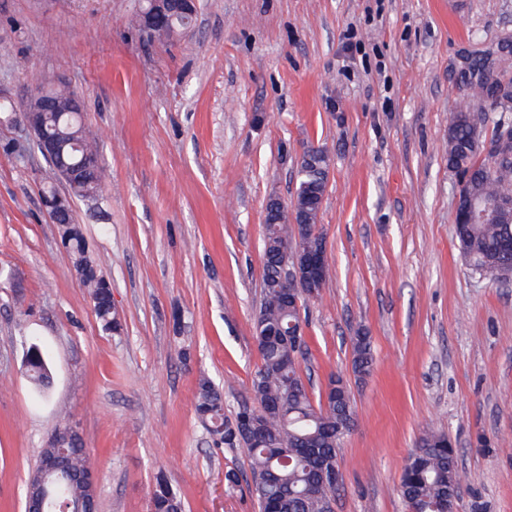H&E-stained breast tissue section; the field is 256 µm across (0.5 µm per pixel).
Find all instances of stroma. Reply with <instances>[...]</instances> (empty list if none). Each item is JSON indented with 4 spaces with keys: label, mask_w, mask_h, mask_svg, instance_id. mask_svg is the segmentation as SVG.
Listing matches in <instances>:
<instances>
[{
    "label": "stroma",
    "mask_w": 512,
    "mask_h": 512,
    "mask_svg": "<svg viewBox=\"0 0 512 512\" xmlns=\"http://www.w3.org/2000/svg\"><path fill=\"white\" fill-rule=\"evenodd\" d=\"M138 0H0V98L22 109L66 80L109 184L75 220L123 329L98 322L41 203L52 175L0 121V512L67 413L94 461L97 512H149L157 472L185 512H259L243 448L215 446L201 376L224 416L261 364L265 205L289 203L309 147L332 164L319 228L330 279L309 302L311 395L348 381L357 420L336 512H405L418 438L442 431L466 474L458 512H512V281L473 273L453 237L461 188L448 118L472 99L465 60L498 55L512 0H199L194 29L148 39ZM365 329L369 376L351 369ZM49 349L53 383L24 375ZM25 367L30 382L40 391L45 392L51 385V371L47 352L37 344H32L26 351Z\"/></svg>",
    "instance_id": "1"
}]
</instances>
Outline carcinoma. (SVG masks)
I'll list each match as a JSON object with an SVG mask.
<instances>
[{
    "instance_id": "obj_1",
    "label": "carcinoma",
    "mask_w": 512,
    "mask_h": 512,
    "mask_svg": "<svg viewBox=\"0 0 512 512\" xmlns=\"http://www.w3.org/2000/svg\"><path fill=\"white\" fill-rule=\"evenodd\" d=\"M183 17L173 14L149 33V37L168 42L182 35ZM471 97L481 103L486 84L491 79L512 81V51L486 64L478 57L468 67ZM51 97L59 110L46 112V130L58 138L63 158L69 164H90L86 181L79 185L72 200H88L101 193L107 179L106 168L99 160L95 137L86 133L83 116L67 111L74 90L67 84L38 88ZM474 111L453 113L448 121V168L461 178L457 210L466 212L473 203L491 205L498 200H512V142L502 145L497 158L484 156L483 142L477 137ZM331 158L321 148H309L298 162V180L291 207L271 197L265 210L262 240L263 301L255 319L254 340L262 363L255 371L252 404L243 406L234 421L224 419V394L206 377L199 379L195 392V409L207 426L215 445L241 446L250 460L251 490L260 512H335L336 491L340 484L329 482L319 496L308 493L319 481V472L336 471L345 436L356 421L352 392L346 380H329L341 393L336 404H314L301 375V360L288 355V344L281 332L303 323L302 310L313 299H320L329 273L314 283L293 285L299 305L285 298L280 282L284 267L308 245L326 251L324 236L312 235L318 228L319 213L326 195ZM454 236L473 272L493 282L504 266L512 268V221L496 222L490 218L454 224ZM74 270L87 289L97 319L106 331L120 329L112 311L109 280L89 252L83 230L73 233L61 228ZM352 341V371L362 378L373 367L371 339L359 330ZM25 367L30 382L41 392L51 385L47 352L37 344L26 351ZM443 432L429 431L416 442L400 476L398 492L411 512H444L448 498L459 493L464 480L456 450L448 447ZM62 447L68 451L66 470L47 476L43 495L48 512H62L63 504L97 510L95 485L78 479L92 470L84 439L65 422L55 427L40 456ZM154 512H183L181 496L174 491L164 473H158L152 490Z\"/></svg>"
}]
</instances>
